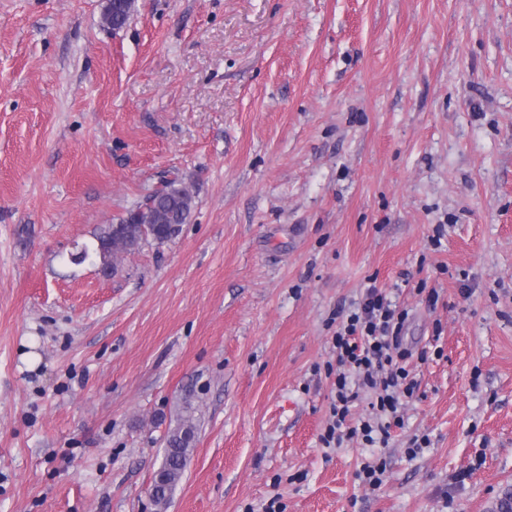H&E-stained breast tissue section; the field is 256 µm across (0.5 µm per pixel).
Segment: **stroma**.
<instances>
[{
	"label": "stroma",
	"mask_w": 512,
	"mask_h": 512,
	"mask_svg": "<svg viewBox=\"0 0 512 512\" xmlns=\"http://www.w3.org/2000/svg\"><path fill=\"white\" fill-rule=\"evenodd\" d=\"M106 5L0 0V512H156L187 405L166 512H496L512 0ZM173 178L176 237L71 262ZM371 281L417 388L388 444L326 448L336 313ZM129 2L131 0H109L103 13V21L109 28L118 30L126 25L130 13ZM196 427L191 417L184 418L166 438V448L162 463L163 480L156 481L155 476L151 489L154 503L165 509L177 483L180 481L187 462V457L195 438Z\"/></svg>",
	"instance_id": "1"
}]
</instances>
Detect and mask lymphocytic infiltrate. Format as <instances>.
<instances>
[{
  "mask_svg": "<svg viewBox=\"0 0 512 512\" xmlns=\"http://www.w3.org/2000/svg\"><path fill=\"white\" fill-rule=\"evenodd\" d=\"M407 311L397 309L386 294L376 286H368L357 307L343 316L333 346L337 353L336 399L331 413L334 417L320 440L324 446L341 445L344 439L362 437L388 438L389 426L362 420L348 426L350 405L360 389L378 390L375 409L379 415L396 417L400 400L412 397L416 388L405 367L408 352L401 343V331Z\"/></svg>",
  "mask_w": 512,
  "mask_h": 512,
  "instance_id": "1",
  "label": "lymphocytic infiltrate"
}]
</instances>
